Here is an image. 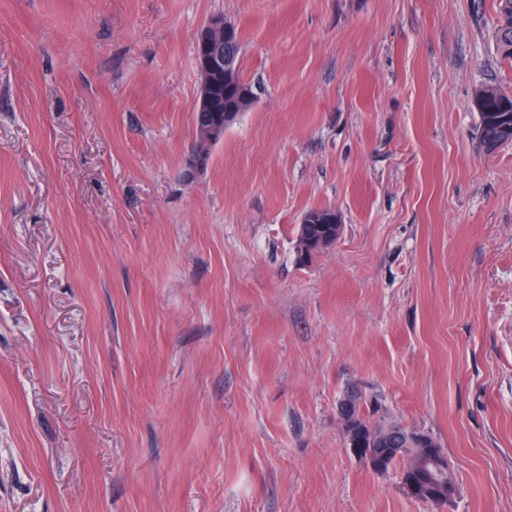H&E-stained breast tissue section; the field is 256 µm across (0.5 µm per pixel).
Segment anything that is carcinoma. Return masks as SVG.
<instances>
[{"label": "carcinoma", "mask_w": 512, "mask_h": 512, "mask_svg": "<svg viewBox=\"0 0 512 512\" xmlns=\"http://www.w3.org/2000/svg\"><path fill=\"white\" fill-rule=\"evenodd\" d=\"M496 48L500 59L512 65V0H498ZM242 41H236L230 65L209 75L208 91L211 109L200 113L195 126L226 124L224 111L235 115L245 111L254 101V86L242 78L240 55ZM474 106L480 115V142L492 152L512 141V95L497 89L478 92ZM308 223L298 227V245L318 240L328 247L336 242L341 224L335 210L325 207L306 213ZM338 418L345 430L347 447L361 449L360 459L371 462L385 457V469L395 468L406 494L414 499L437 503L416 491L415 486L445 487L451 466L440 444L426 432L408 429L380 412L379 402L363 392L347 390L339 402Z\"/></svg>", "instance_id": "cac0c4a2"}]
</instances>
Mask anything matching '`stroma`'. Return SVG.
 <instances>
[{"instance_id": "35a3bbf8", "label": "stroma", "mask_w": 512, "mask_h": 512, "mask_svg": "<svg viewBox=\"0 0 512 512\" xmlns=\"http://www.w3.org/2000/svg\"><path fill=\"white\" fill-rule=\"evenodd\" d=\"M495 3L0 0V512H435L347 447L351 385L442 446L444 512H512ZM216 15L257 97L186 181ZM474 106L480 115V142L486 152L512 141V95L485 88L476 95ZM307 220L309 224L302 221V224H299L298 227V258L302 261V245L305 240L308 241L309 245L314 244V240L325 241L324 246L320 251L324 248L334 244L336 240L339 238L341 233V224L338 214L332 208H317L312 209L306 213ZM304 216V217H305ZM314 239V240H312ZM310 251L312 253H316L317 247H311Z\"/></svg>"}]
</instances>
